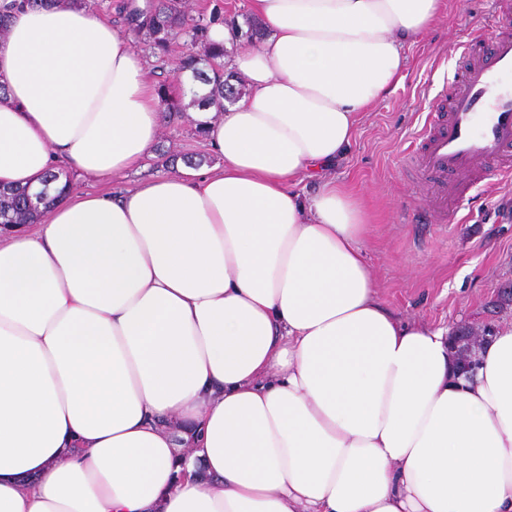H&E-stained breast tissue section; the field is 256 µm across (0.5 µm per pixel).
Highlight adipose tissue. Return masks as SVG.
<instances>
[{"mask_svg":"<svg viewBox=\"0 0 512 512\" xmlns=\"http://www.w3.org/2000/svg\"><path fill=\"white\" fill-rule=\"evenodd\" d=\"M222 163L65 192L0 231V512H512V328L454 378L445 327L377 299L343 160L442 0H251ZM145 59L80 5L0 40V187L154 149Z\"/></svg>","mask_w":512,"mask_h":512,"instance_id":"adipose-tissue-1","label":"adipose tissue"}]
</instances>
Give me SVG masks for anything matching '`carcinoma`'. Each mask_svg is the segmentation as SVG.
<instances>
[{
	"label": "carcinoma",
	"instance_id": "carcinoma-1",
	"mask_svg": "<svg viewBox=\"0 0 512 512\" xmlns=\"http://www.w3.org/2000/svg\"><path fill=\"white\" fill-rule=\"evenodd\" d=\"M132 33L145 38L153 48L166 53L180 35L189 38L190 48L181 52L174 69V79L184 86L183 76L190 73V79L208 87L201 94L189 88L180 93H190L189 106L204 110L221 103L222 98H231L246 92L245 85H229L224 79V48L209 41L208 32L213 20L204 16L192 17L182 7V0H149L144 11H133L126 16ZM161 106L167 112H184L186 106L172 99V91L161 84L157 89ZM42 211L34 207L28 194L23 190L0 191V224H37Z\"/></svg>",
	"mask_w": 512,
	"mask_h": 512
}]
</instances>
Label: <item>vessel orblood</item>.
Masks as SVG:
<instances>
[{
  "instance_id": "vessel-or-blood-1",
  "label": "vessel or blood",
  "mask_w": 512,
  "mask_h": 512,
  "mask_svg": "<svg viewBox=\"0 0 512 512\" xmlns=\"http://www.w3.org/2000/svg\"><path fill=\"white\" fill-rule=\"evenodd\" d=\"M419 143L421 167L439 199L448 194V173L469 178L512 148V35L499 37L489 53L454 74Z\"/></svg>"
}]
</instances>
